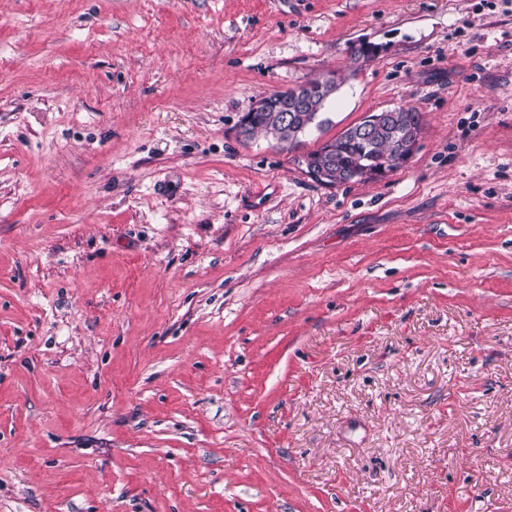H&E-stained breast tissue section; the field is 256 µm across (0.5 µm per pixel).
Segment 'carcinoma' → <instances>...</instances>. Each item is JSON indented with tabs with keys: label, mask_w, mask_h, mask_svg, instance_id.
I'll return each instance as SVG.
<instances>
[{
	"label": "carcinoma",
	"mask_w": 512,
	"mask_h": 512,
	"mask_svg": "<svg viewBox=\"0 0 512 512\" xmlns=\"http://www.w3.org/2000/svg\"><path fill=\"white\" fill-rule=\"evenodd\" d=\"M291 99L292 95L285 91L271 94L268 109L255 113L253 117L251 136L262 135L279 145L292 144L312 127H320L327 122L321 111L297 112L294 121L284 122L282 105ZM403 142L399 121L386 120L367 138L355 133L353 128L348 129L307 153V158L324 171L328 183L339 184L347 175L368 165L371 159L385 164L402 149Z\"/></svg>",
	"instance_id": "cac0c4a2"
}]
</instances>
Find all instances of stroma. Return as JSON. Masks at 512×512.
Segmentation results:
<instances>
[{
    "label": "stroma",
    "instance_id": "1",
    "mask_svg": "<svg viewBox=\"0 0 512 512\" xmlns=\"http://www.w3.org/2000/svg\"><path fill=\"white\" fill-rule=\"evenodd\" d=\"M0 512H512V0H0ZM326 77V75H322L304 82L312 90L314 95L318 96V101L321 99L320 88L329 82L326 80ZM290 90L291 89H288V95L287 91L272 93L269 96L270 105L265 112H257V108L263 105L268 97L253 103L251 108L247 111L256 112L252 123V116L246 112L239 122L238 135L245 139L252 124L251 138L262 135L275 141L277 145L292 144L296 142L300 135L310 130L313 126L322 127L323 124L328 122V120L322 118L323 116L321 117V115L325 113L322 111L330 97L320 105L319 112H300L308 108L312 110L316 97L310 94L306 86L302 83L293 87V98ZM287 101H290V103L289 106L286 107L285 117L286 120H288V118L291 119L293 117L292 112H295L296 118L294 122L285 123L283 120L284 112H282V105L286 104ZM377 115V112L368 113L357 123L358 130L370 133L379 121ZM353 132L354 128L348 129L306 154L311 164L324 171L327 183L340 184L347 174L368 165L369 159L379 161L376 167L382 166L403 147L404 135L399 120H385L374 128L367 138ZM419 139L420 135L413 136L412 145L402 149L403 152L396 155L390 165H403L413 155ZM306 155L301 158L306 174L316 182L334 187L335 185L331 186L325 182L321 172L309 165Z\"/></svg>",
    "mask_w": 512,
    "mask_h": 512
}]
</instances>
